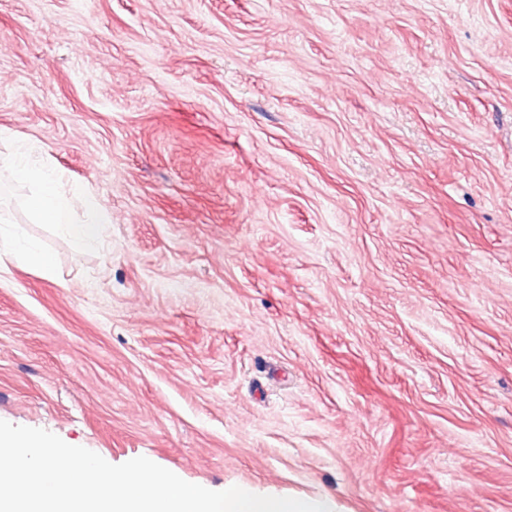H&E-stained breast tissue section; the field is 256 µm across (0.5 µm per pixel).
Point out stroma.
<instances>
[{
	"label": "stroma",
	"instance_id": "1",
	"mask_svg": "<svg viewBox=\"0 0 512 512\" xmlns=\"http://www.w3.org/2000/svg\"><path fill=\"white\" fill-rule=\"evenodd\" d=\"M23 154L75 208L35 223ZM0 420L220 491L512 512V0H0ZM12 170L17 180L30 186L28 207L34 221L56 224L77 246L95 242L102 233V224H109L108 214L93 200L87 203L85 221L73 222L71 199L64 189L62 177L54 171L23 158L13 164ZM16 238L13 247L6 250L9 261L18 267H33L47 277H52L55 272L53 257L45 251L41 243L34 238L14 232Z\"/></svg>",
	"mask_w": 512,
	"mask_h": 512
}]
</instances>
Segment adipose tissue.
<instances>
[{
  "instance_id": "obj_1",
  "label": "adipose tissue",
  "mask_w": 512,
  "mask_h": 512,
  "mask_svg": "<svg viewBox=\"0 0 512 512\" xmlns=\"http://www.w3.org/2000/svg\"><path fill=\"white\" fill-rule=\"evenodd\" d=\"M12 170L17 180L30 186L28 207L34 221L59 226L80 247L90 245L100 237L109 216L97 202L88 201L84 222H74L71 199L59 174L23 158L14 163ZM7 255L15 266L36 268L47 277L55 272L53 257L37 239L26 235H17Z\"/></svg>"
}]
</instances>
